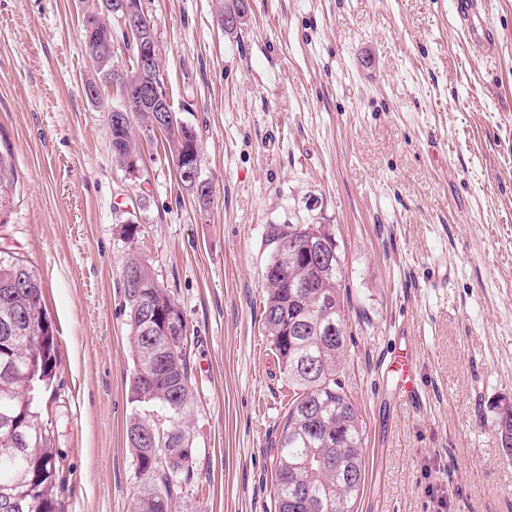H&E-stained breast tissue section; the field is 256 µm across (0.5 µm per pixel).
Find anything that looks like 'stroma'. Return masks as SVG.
Returning a JSON list of instances; mask_svg holds the SVG:
<instances>
[{
	"label": "stroma",
	"instance_id": "35a3bbf8",
	"mask_svg": "<svg viewBox=\"0 0 512 512\" xmlns=\"http://www.w3.org/2000/svg\"><path fill=\"white\" fill-rule=\"evenodd\" d=\"M142 3L170 101L200 141L205 210L162 135L139 134V178L114 161L116 92L83 93L87 4L0 0V150L15 167L0 252L39 275L57 329L64 512H130L143 486L125 436L131 251L189 327L194 463L171 512H273L293 390L261 318L272 224L336 236L344 384L366 437L357 512H512V459L494 431L512 402V0H487L489 59L452 0H252L238 35L215 24L224 0ZM396 336L416 352L417 410L379 369Z\"/></svg>",
	"mask_w": 512,
	"mask_h": 512
}]
</instances>
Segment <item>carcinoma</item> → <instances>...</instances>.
<instances>
[{
	"label": "carcinoma",
	"mask_w": 512,
	"mask_h": 512,
	"mask_svg": "<svg viewBox=\"0 0 512 512\" xmlns=\"http://www.w3.org/2000/svg\"><path fill=\"white\" fill-rule=\"evenodd\" d=\"M105 0H96L89 13L98 28L110 29V38H123ZM88 58L97 65L85 86L111 83L115 56H95L97 44L84 37ZM151 130L152 112L128 115L112 127V156L133 176L140 166L133 120ZM169 152L200 151L192 126L163 132ZM14 169L0 152V210L10 204ZM319 224H272L274 244L262 273V319L294 390L274 455V512H355L366 480L364 430L357 405L342 382L348 340L307 332L288 334L296 319L347 323L342 271L331 268L310 287L303 257L279 249L295 238L308 245L316 241ZM123 306L134 339V372L129 381L131 402L159 407L164 418L152 420L134 411L126 424V441L138 471L146 482L130 512H170V503L193 468V448L179 421L193 395L191 369L184 346L188 326L183 311L137 255L128 254L122 267ZM40 279L23 259L0 252V512H63L62 494L69 467L56 448L53 422L45 418V400L59 401L56 385L57 336L46 325ZM42 387L39 396L26 392L28 381ZM508 456H512V405L503 406L494 422ZM29 445H15L17 433Z\"/></svg>",
	"instance_id": "1"
}]
</instances>
